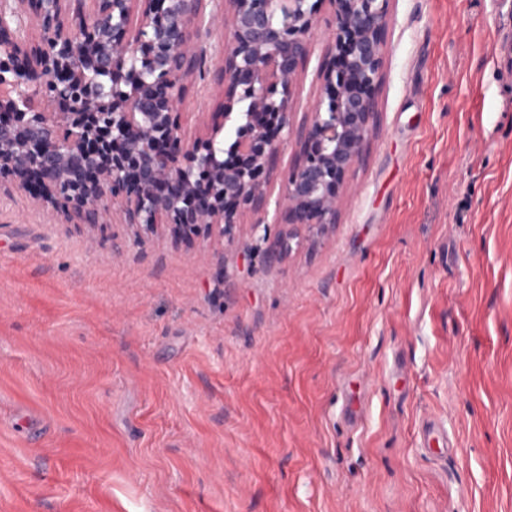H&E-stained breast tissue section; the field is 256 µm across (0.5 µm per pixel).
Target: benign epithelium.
<instances>
[{
	"label": "benign epithelium",
	"instance_id": "1",
	"mask_svg": "<svg viewBox=\"0 0 512 512\" xmlns=\"http://www.w3.org/2000/svg\"><path fill=\"white\" fill-rule=\"evenodd\" d=\"M334 9L318 96L293 98L317 15ZM388 0H0V191L27 193L80 224L122 214L135 238L169 229L232 240L242 212L267 228L268 185L290 228L335 226L348 173L379 112ZM221 20L218 107L189 139L178 106ZM239 124L219 141L239 106ZM297 161L278 174L281 146Z\"/></svg>",
	"mask_w": 512,
	"mask_h": 512
}]
</instances>
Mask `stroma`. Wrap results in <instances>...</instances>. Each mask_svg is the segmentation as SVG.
<instances>
[{
  "mask_svg": "<svg viewBox=\"0 0 512 512\" xmlns=\"http://www.w3.org/2000/svg\"><path fill=\"white\" fill-rule=\"evenodd\" d=\"M387 12L324 236L247 215L187 249L0 194V512H512V0Z\"/></svg>",
  "mask_w": 512,
  "mask_h": 512,
  "instance_id": "35a3bbf8",
  "label": "stroma"
}]
</instances>
